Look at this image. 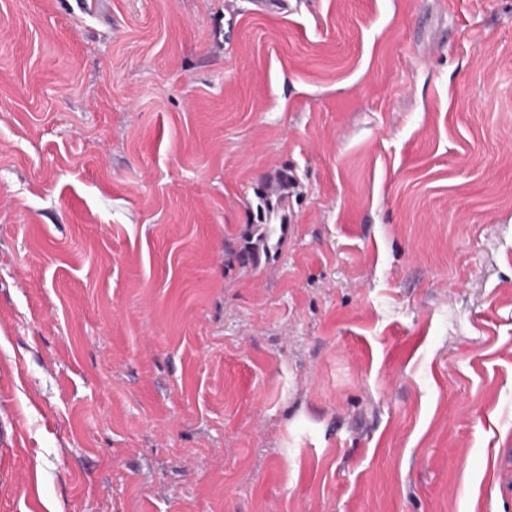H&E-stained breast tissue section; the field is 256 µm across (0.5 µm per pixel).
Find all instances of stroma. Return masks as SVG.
Listing matches in <instances>:
<instances>
[{
  "label": "stroma",
  "mask_w": 512,
  "mask_h": 512,
  "mask_svg": "<svg viewBox=\"0 0 512 512\" xmlns=\"http://www.w3.org/2000/svg\"><path fill=\"white\" fill-rule=\"evenodd\" d=\"M0 512H512V0H0ZM293 182L294 176L283 171L277 177V188L267 190V187H263L255 193V212L252 207L250 209L255 232L241 248L239 257L242 263L257 265L261 253L267 256L269 248L278 249L288 224L286 202L288 189ZM257 244H261V252Z\"/></svg>",
  "instance_id": "obj_1"
}]
</instances>
